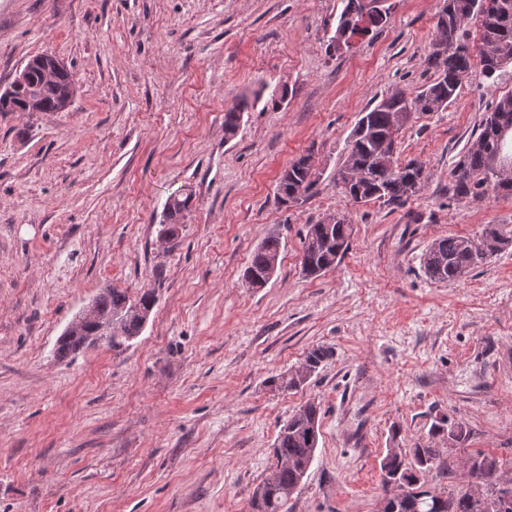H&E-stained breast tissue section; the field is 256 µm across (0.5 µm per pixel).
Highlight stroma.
Instances as JSON below:
<instances>
[{
	"label": "stroma",
	"mask_w": 512,
	"mask_h": 512,
	"mask_svg": "<svg viewBox=\"0 0 512 512\" xmlns=\"http://www.w3.org/2000/svg\"><path fill=\"white\" fill-rule=\"evenodd\" d=\"M384 28L333 46L341 0H0V89L48 54L72 73L66 112H0V512H249L288 418L319 404V447L291 512H377L388 449L434 418L469 430L440 447L425 489L462 493L476 453L512 481V247L463 280L421 269L435 239L512 225V195L451 196V171L512 62L473 68L442 112L401 129L423 163L407 203H355L336 181L372 102L430 82L439 0H387ZM260 91L234 137L224 113ZM311 154L298 205L280 173ZM192 191L179 238L169 196ZM353 227L341 261L301 271L306 225ZM281 240L262 288L243 274ZM154 290L141 335L62 360L59 339L105 289ZM301 388L269 381L312 347ZM311 154L300 155L293 160L280 176L276 189L281 204L303 202L317 185L318 177L309 164ZM333 356V351L330 347L315 346L310 349L297 368L291 369L278 377L270 380V385L276 390L282 392L288 390H295L303 386L318 369L326 363Z\"/></svg>",
	"instance_id": "1"
}]
</instances>
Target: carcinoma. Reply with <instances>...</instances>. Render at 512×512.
Here are the masks:
<instances>
[{
	"label": "carcinoma",
	"mask_w": 512,
	"mask_h": 512,
	"mask_svg": "<svg viewBox=\"0 0 512 512\" xmlns=\"http://www.w3.org/2000/svg\"><path fill=\"white\" fill-rule=\"evenodd\" d=\"M344 7L331 42L349 44V40L380 31L387 23L386 0H342ZM474 16L481 18L480 48L471 54L463 41L464 25ZM436 38L427 64L434 78L409 95L394 91L362 113L352 134L348 153L337 171L345 193L357 203L379 201L400 205L417 194L424 179L423 164L415 159L397 163L391 158L390 147L402 127L416 113L440 112L448 107L464 78L477 66L490 78L512 60V0H443L436 15ZM61 86L46 84L33 78L32 92L44 107L56 101ZM249 107L248 97H242L224 113V132L233 135L238 130L241 114ZM311 155L293 160L280 176L277 200L282 204L303 202L310 196L318 179L309 164ZM512 170V95L500 98L479 125V132L468 141L460 159L452 169L449 192L461 198H482L489 192H512V176L498 177L492 163ZM193 195L178 191L166 205L161 233L169 240L178 237L192 208ZM352 225L343 214L336 222L322 221L306 225L302 241L301 269L309 277H318L340 261L349 249ZM512 246V227L487 224L477 236L449 235L432 241L421 257L425 275L434 282H457L467 273L486 262L501 250ZM280 240L272 235L256 249L244 272L251 288L264 287L276 273ZM155 305V295L146 290L133 297L125 290L109 288L97 296L101 315H115L112 335L104 344L120 349L140 336L144 324L139 309ZM333 356L331 348L315 346L297 368L270 380V385L282 392L303 386L318 369ZM320 410L309 403L291 416L279 431L273 448L277 463L269 469L256 489L250 503L251 512H288V501L301 484L307 466L312 462L320 441ZM446 437L453 443L468 439L467 430L451 423L444 416L435 420L430 437ZM410 461L398 453L386 454L381 462L385 477L408 481L409 491L397 505V512H436L439 501L451 504V512H482L481 502L469 492H431L414 486L413 473H427L440 458L439 449L418 444L409 449ZM472 476L490 485L500 461L482 453L467 460Z\"/></svg>",
	"instance_id": "carcinoma-1"
}]
</instances>
